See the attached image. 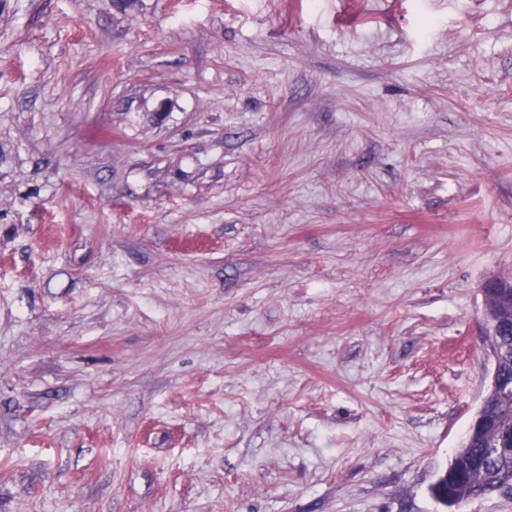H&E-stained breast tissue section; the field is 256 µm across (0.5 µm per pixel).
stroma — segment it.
I'll return each instance as SVG.
<instances>
[{
    "label": "stroma",
    "mask_w": 512,
    "mask_h": 512,
    "mask_svg": "<svg viewBox=\"0 0 512 512\" xmlns=\"http://www.w3.org/2000/svg\"><path fill=\"white\" fill-rule=\"evenodd\" d=\"M493 275L512 0H0V512H512ZM481 414L493 422L495 427L485 430L478 442L472 440L466 433L460 448H458L450 463L438 471L439 475L448 473V484L433 483L430 492L434 500L441 506L451 508L474 498L477 492L493 488L503 482L512 484V453L506 456L488 457L484 448L477 443L499 442L493 452L505 453L512 450L506 431L498 435L497 422L501 425L512 427V392L503 393L495 390L491 393ZM484 458L481 466H475L474 461Z\"/></svg>",
    "instance_id": "35a3bbf8"
}]
</instances>
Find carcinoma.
Instances as JSON below:
<instances>
[{"label": "carcinoma", "instance_id": "carcinoma-1", "mask_svg": "<svg viewBox=\"0 0 512 512\" xmlns=\"http://www.w3.org/2000/svg\"><path fill=\"white\" fill-rule=\"evenodd\" d=\"M504 347L496 364L497 378L512 381V335L502 337ZM481 414L504 426L512 427V392L495 390L491 393ZM448 474V484L434 483L430 492L441 506L451 508L470 500L479 491L493 488L503 482L512 483V453L488 457L470 437H464L450 463L439 470Z\"/></svg>", "mask_w": 512, "mask_h": 512}]
</instances>
